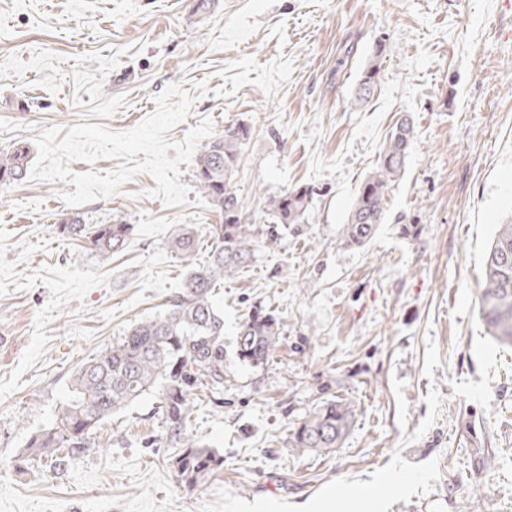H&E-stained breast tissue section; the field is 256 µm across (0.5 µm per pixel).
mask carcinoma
<instances>
[{"label":"carcinoma","mask_w":512,"mask_h":512,"mask_svg":"<svg viewBox=\"0 0 512 512\" xmlns=\"http://www.w3.org/2000/svg\"><path fill=\"white\" fill-rule=\"evenodd\" d=\"M376 63L363 71L354 98L361 106L371 96ZM250 128L235 124L210 138L197 157L196 188L214 207L221 223L212 225V241L204 263L194 266L184 288L171 297L164 312L133 324L125 337L87 360L70 381L69 395L51 423L31 434L28 457L40 460L62 448H90L100 423L150 394L158 395L169 437L182 450L170 461L184 486L194 489L221 466L222 459L208 445L186 436L190 401L198 390L210 397L224 394V314L215 306V287L224 278L248 267L257 242L275 240L281 224L303 223L312 192L304 187L262 199L264 225L247 221L244 205L232 182L239 171L241 150ZM414 137L408 118L396 122L379 156L377 168L363 183L347 223L344 240L362 246L382 223L389 188L405 167ZM31 151L15 143L0 151V185L23 180ZM64 237L85 239L102 261L123 250L133 225L119 221L89 224L83 213L58 219ZM171 247L189 256L195 236L187 226L175 229ZM479 314L487 332L499 344L512 347V218L498 225L484 265ZM279 335L274 313L255 307L240 322L236 345L240 361L262 365L273 354ZM352 410L340 400H329L310 413L289 438L290 448L304 452L333 451L349 428Z\"/></svg>","instance_id":"cac0c4a2"}]
</instances>
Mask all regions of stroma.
Here are the masks:
<instances>
[{
  "instance_id": "35a3bbf8",
  "label": "stroma",
  "mask_w": 512,
  "mask_h": 512,
  "mask_svg": "<svg viewBox=\"0 0 512 512\" xmlns=\"http://www.w3.org/2000/svg\"><path fill=\"white\" fill-rule=\"evenodd\" d=\"M369 102L351 104L370 60ZM176 84L192 96L183 141L245 124L234 184L250 222L260 198L312 190L304 223L259 243L218 283L224 395L197 396L187 431L220 470L196 489L148 395L115 413L93 447L33 462L32 433L74 372L155 316L202 262L219 214L168 208L136 174L80 205L90 223L133 227L99 261L56 231L63 182L0 188V512H233L274 500L288 512L334 494L345 512H512V347L479 312L484 257L512 214V5L506 0H0V150L56 127L134 128ZM414 138L359 247L342 240L357 193L399 115ZM191 225V256L169 247ZM274 311L278 345L261 366L235 343L250 306ZM351 403L327 455L299 453L297 424L331 399ZM405 483L388 486L391 473Z\"/></svg>"
}]
</instances>
